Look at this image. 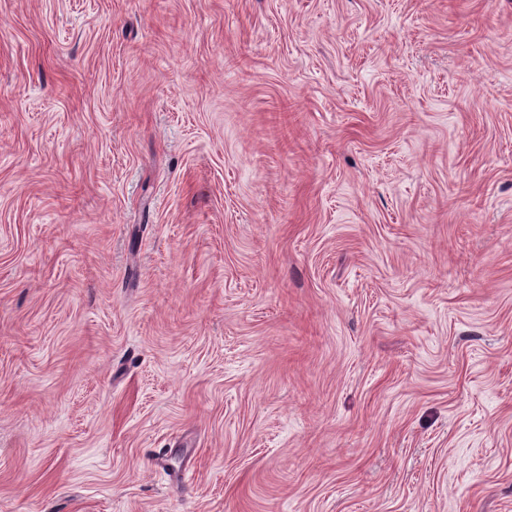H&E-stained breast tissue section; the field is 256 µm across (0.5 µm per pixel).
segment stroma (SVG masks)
Here are the masks:
<instances>
[{
  "label": "stroma",
  "mask_w": 512,
  "mask_h": 512,
  "mask_svg": "<svg viewBox=\"0 0 512 512\" xmlns=\"http://www.w3.org/2000/svg\"><path fill=\"white\" fill-rule=\"evenodd\" d=\"M0 512H512V0H0Z\"/></svg>",
  "instance_id": "35a3bbf8"
}]
</instances>
